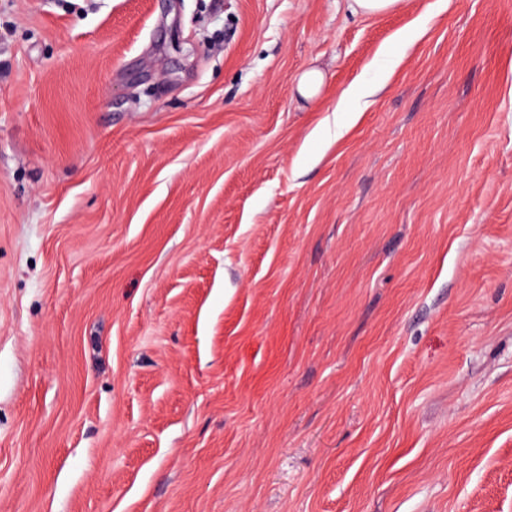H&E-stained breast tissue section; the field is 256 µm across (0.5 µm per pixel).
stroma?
I'll list each match as a JSON object with an SVG mask.
<instances>
[{"mask_svg":"<svg viewBox=\"0 0 512 512\" xmlns=\"http://www.w3.org/2000/svg\"><path fill=\"white\" fill-rule=\"evenodd\" d=\"M0 512H512V0H0Z\"/></svg>","mask_w":512,"mask_h":512,"instance_id":"35a3bbf8","label":"stroma"}]
</instances>
